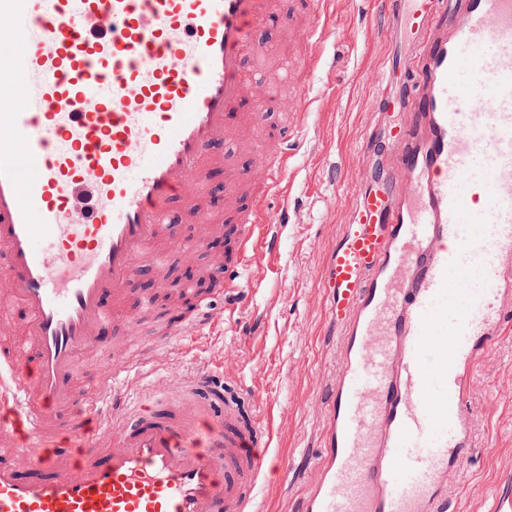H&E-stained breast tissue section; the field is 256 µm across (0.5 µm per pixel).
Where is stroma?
Returning a JSON list of instances; mask_svg holds the SVG:
<instances>
[{
    "label": "stroma",
    "mask_w": 512,
    "mask_h": 512,
    "mask_svg": "<svg viewBox=\"0 0 512 512\" xmlns=\"http://www.w3.org/2000/svg\"><path fill=\"white\" fill-rule=\"evenodd\" d=\"M333 41L327 42L324 70L315 77L307 114L295 112L290 96L268 112L269 133L284 113L306 129V140L291 169V220L280 225L276 251L263 257L267 270L247 305L234 319L224 317V299L212 300L211 326L197 330L192 311L182 314L185 345L176 370L182 374L223 360V373L240 381L257 404L263 428L272 437L261 512H293L297 498L317 477L330 393L338 358L323 287L326 260L355 202L357 183L369 169L357 151L364 132L382 134L376 98L393 93L386 67L390 55L411 56L413 45L392 36L371 14L339 8ZM260 53L247 68L276 73L288 45V33L273 26L257 32ZM179 254L162 272L140 269L123 302L132 308L145 291L187 282ZM467 410L474 423L472 447L448 476L449 500H464L468 512H494L495 494L512 493V322L474 367Z\"/></svg>",
    "instance_id": "obj_1"
}]
</instances>
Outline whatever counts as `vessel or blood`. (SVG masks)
Instances as JSON below:
<instances>
[{
	"label": "vessel or blood",
	"mask_w": 512,
	"mask_h": 512,
	"mask_svg": "<svg viewBox=\"0 0 512 512\" xmlns=\"http://www.w3.org/2000/svg\"><path fill=\"white\" fill-rule=\"evenodd\" d=\"M0 0V512H254L272 438L240 419L215 369L177 386L180 330L134 363L111 346L115 308L140 265L193 255L224 203L260 183L232 230L224 314L249 300L256 259L290 220L295 125L226 164L224 138L265 121L244 69L270 22L324 65L336 0ZM423 49L402 93L379 99L393 162L361 187L323 284L341 367L318 478L299 512H463L442 490L465 456L472 367L512 307V0H370ZM201 225L184 243L185 223ZM23 457L29 473L12 463Z\"/></svg>",
	"instance_id": "1"
}]
</instances>
